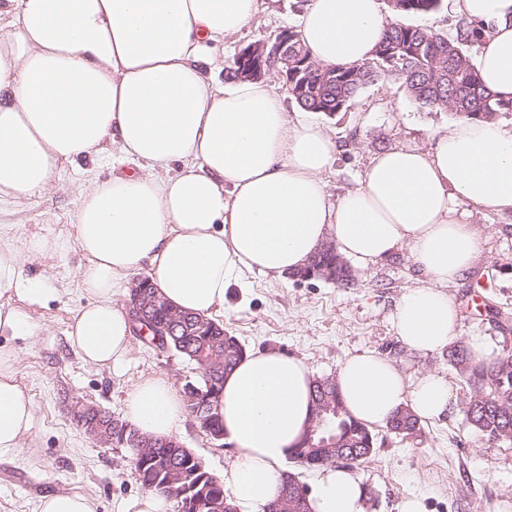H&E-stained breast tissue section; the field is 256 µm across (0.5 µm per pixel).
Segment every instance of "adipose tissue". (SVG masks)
Wrapping results in <instances>:
<instances>
[{
	"label": "adipose tissue",
	"instance_id": "ef3b65f1",
	"mask_svg": "<svg viewBox=\"0 0 512 512\" xmlns=\"http://www.w3.org/2000/svg\"><path fill=\"white\" fill-rule=\"evenodd\" d=\"M484 28L475 62L493 94L512 98V0H448ZM259 0H0V206L50 190L64 164L115 148L141 171L87 180L75 215L78 272L89 303L68 339L87 363L108 367L132 350L115 288L141 269L178 309L210 314L241 274L274 277L306 267L327 242L367 269L408 250L428 279L389 314L411 352L443 351L456 337L448 284L474 267L481 238L459 202L512 214V129L460 120L428 149L375 154L361 185L331 199L323 173L339 147L328 130L290 118L265 81L214 84L215 49L253 19ZM389 24L382 0H308L300 40L323 65L372 59ZM23 279L21 252L0 244V334L28 321L10 299L47 296ZM16 352L0 348V453L21 450L33 430L30 395L16 380ZM313 373L296 357L256 351L225 373L219 394L224 438L235 458L224 487L246 512L279 494L312 421ZM336 382L351 415L386 423L407 407L421 419L452 411L441 373L412 377L390 359L347 358ZM183 398L152 377L127 393L126 419L142 434L175 437ZM314 512H368L352 472L327 467Z\"/></svg>",
	"mask_w": 512,
	"mask_h": 512
}]
</instances>
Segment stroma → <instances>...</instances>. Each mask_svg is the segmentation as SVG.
I'll use <instances>...</instances> for the list:
<instances>
[{
	"label": "stroma",
	"mask_w": 512,
	"mask_h": 512,
	"mask_svg": "<svg viewBox=\"0 0 512 512\" xmlns=\"http://www.w3.org/2000/svg\"><path fill=\"white\" fill-rule=\"evenodd\" d=\"M306 2L263 0L250 24L225 40L219 58L231 63L240 48L295 29ZM315 119L342 147L324 175L335 198L359 186L374 153L428 146L434 131L456 121L451 112L420 107L392 77L365 85L346 111L319 113ZM134 167V162L108 153L64 166L58 187L0 213V240L24 252L23 277H44L51 290L38 303L14 298L29 331L0 336L1 348L16 351V378L34 403L31 448L0 456V512H39L40 499L60 490L90 496L97 512H124L144 492L131 453L123 447L98 446L88 438L71 418L68 399L93 402L121 419L128 391L142 379L164 376L179 389L199 376L197 366L180 355L155 351L138 340L116 367L83 362L68 341L73 315L90 301L80 286L77 267L82 258L73 243L80 185L87 177L106 179ZM469 221L483 242L473 270L447 288L458 309L456 342L465 347L471 337H488L494 358L500 359L512 355V215L474 206ZM36 239L54 242L55 247L29 251ZM355 275L346 286L323 278L276 280L250 274L244 283L227 288L223 308L212 317L246 351L302 358L318 377L336 376L348 356L363 351L393 359L408 373H442L456 392L453 411L422 422L415 437L374 427V452L353 465L371 495L370 512H401L404 501L414 496L420 498L423 512H512V441L488 439L467 422L462 404L471 388L454 368L450 351L412 355L389 322L394 303L423 279L408 251H397ZM178 438L216 477H223L234 459L230 447L215 445L192 416H185Z\"/></svg>",
	"instance_id": "obj_1"
}]
</instances>
